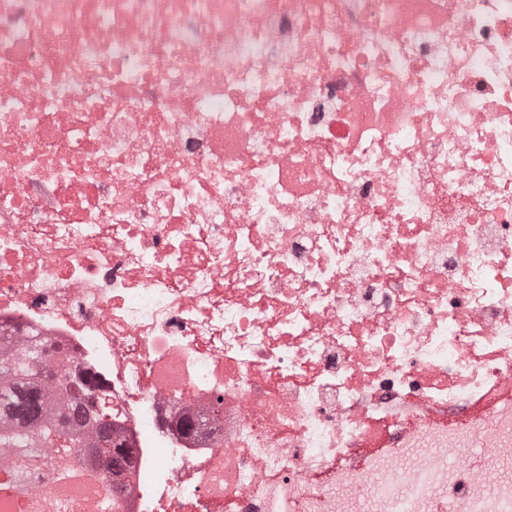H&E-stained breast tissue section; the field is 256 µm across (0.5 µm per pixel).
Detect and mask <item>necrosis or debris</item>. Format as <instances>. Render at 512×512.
Returning <instances> with one entry per match:
<instances>
[{"mask_svg":"<svg viewBox=\"0 0 512 512\" xmlns=\"http://www.w3.org/2000/svg\"><path fill=\"white\" fill-rule=\"evenodd\" d=\"M0 324L114 512H512V0H0Z\"/></svg>","mask_w":512,"mask_h":512,"instance_id":"obj_1","label":"necrosis or debris"}]
</instances>
